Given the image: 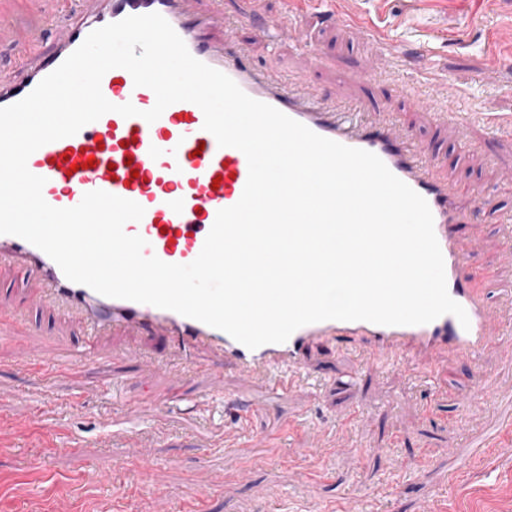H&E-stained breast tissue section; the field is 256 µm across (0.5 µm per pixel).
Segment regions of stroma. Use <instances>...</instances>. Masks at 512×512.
<instances>
[{
  "instance_id": "1",
  "label": "stroma",
  "mask_w": 512,
  "mask_h": 512,
  "mask_svg": "<svg viewBox=\"0 0 512 512\" xmlns=\"http://www.w3.org/2000/svg\"><path fill=\"white\" fill-rule=\"evenodd\" d=\"M379 19L392 39L425 42V70L394 69L365 37L304 13L296 24L320 52L306 63L290 41L273 45L256 29L275 16L279 0H219L233 35L261 66L300 76L325 99L365 105L417 88L423 71L438 80L439 105L461 104L512 118V0H349ZM371 74L369 83L357 74ZM392 120L423 140L460 193L481 203L463 233L476 243L474 265H498L491 286L497 324H512V236L494 218L512 213V135L484 123L438 127L429 113L405 109ZM32 288L21 269L0 267V307L30 312L26 349L47 358L85 343L81 327L54 310L31 312ZM97 362L76 365L84 391L67 385L46 392L26 371L14 341L0 339V512H147L154 488L191 489L169 512H307L357 500L361 512H512V346L477 359L438 357L441 391L405 369L361 365L360 344L311 352L309 369L321 390L300 389L262 410L253 388L250 419L261 438L245 452L224 444V419L208 392L243 386L237 375L217 379L189 369L184 355L160 340L115 331L96 338ZM128 399L180 379L185 393L166 411H147L126 427L107 376ZM55 405L59 429L18 424L33 406ZM151 468L141 480V465ZM111 474L90 483L89 468Z\"/></svg>"
}]
</instances>
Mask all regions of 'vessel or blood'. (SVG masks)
I'll list each match as a JSON object with an SVG mask.
<instances>
[{
    "mask_svg": "<svg viewBox=\"0 0 512 512\" xmlns=\"http://www.w3.org/2000/svg\"><path fill=\"white\" fill-rule=\"evenodd\" d=\"M12 10L0 12V26L19 34L23 78L0 83V107L26 97L47 75L75 51L94 30L132 15L161 14L185 42L193 57L229 76L251 98L269 104L316 134L343 145L377 155L389 170L420 194L434 221V232L443 259L450 297L466 311L469 323L461 325L445 314L422 325L386 326L368 321L327 320L300 327L283 343L250 349L227 333L171 310L149 304L103 296L88 286L66 278L61 268L42 250L14 236L0 234V266H19L38 290L33 309L53 305L76 317L89 333L125 329L145 336H163L189 354L212 358L208 372L220 376L240 374L276 395L293 390L304 379V362L317 345L338 346L361 341L364 359L382 355L404 356L427 383L436 379L435 355L449 352L470 359L503 334L494 326L485 287L492 273L468 261L460 225L469 223L475 201L461 200L443 176L424 144L408 131L387 121L363 124L344 119L339 112L320 106L309 85L289 89L287 84L261 68L230 40L216 43L209 33L223 24V14L201 8L199 0H85L78 19L59 21L58 0H42L40 13L27 11V0H10ZM312 11L349 24L368 37L387 58L408 63L404 45L383 37L378 26L349 9L346 0H281L282 17ZM281 17V19H282ZM281 19L268 20L263 35L287 36ZM436 84L427 79L418 95L402 92L401 100L431 112L435 124L465 125L470 115L456 107L438 110ZM105 98L113 104L132 103L137 116L104 114L77 134L50 142L28 159L29 170L44 177L45 201L56 208L78 205L84 194L101 190L141 205V220L127 222L124 231L143 237L145 255L169 264H188L200 254L219 210L235 205L248 178L246 156L233 147L218 146L204 128V114L194 103L169 105L154 122L143 119L155 102L154 92L133 83L122 68L105 73L101 80ZM95 167H88V159ZM170 399L148 395L125 403V419L145 409H166Z\"/></svg>",
    "mask_w": 512,
    "mask_h": 512,
    "instance_id": "vessel-or-blood-1",
    "label": "vessel or blood"
}]
</instances>
